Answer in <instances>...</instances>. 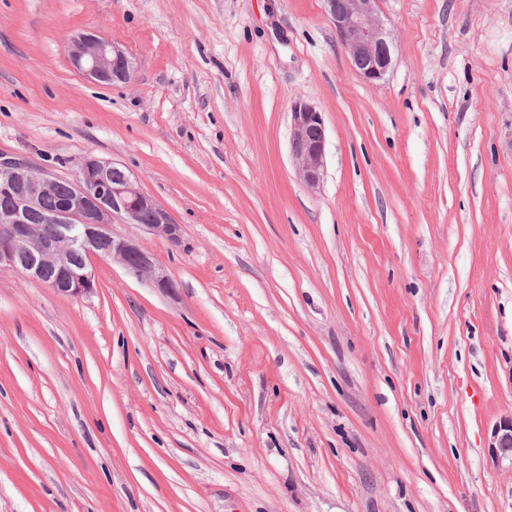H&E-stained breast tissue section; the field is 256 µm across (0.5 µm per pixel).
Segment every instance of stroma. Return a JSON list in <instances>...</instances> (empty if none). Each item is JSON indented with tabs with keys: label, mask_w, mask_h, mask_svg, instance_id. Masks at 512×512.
<instances>
[{
	"label": "stroma",
	"mask_w": 512,
	"mask_h": 512,
	"mask_svg": "<svg viewBox=\"0 0 512 512\" xmlns=\"http://www.w3.org/2000/svg\"><path fill=\"white\" fill-rule=\"evenodd\" d=\"M380 7L371 85L323 0H0V153L121 163L182 226L112 223L173 297L0 270V512H512V0ZM87 29L128 83L73 68ZM72 66L85 78L104 85L124 84L134 74L133 63L118 45L88 31L76 36L69 49ZM290 153L300 181L316 189L325 173V124L317 107L298 99L291 106ZM489 448L496 458L512 460V414L503 416L492 429Z\"/></svg>",
	"instance_id": "35a3bbf8"
}]
</instances>
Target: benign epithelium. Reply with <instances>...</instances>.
<instances>
[{
  "label": "benign epithelium",
  "instance_id": "obj_1",
  "mask_svg": "<svg viewBox=\"0 0 512 512\" xmlns=\"http://www.w3.org/2000/svg\"><path fill=\"white\" fill-rule=\"evenodd\" d=\"M356 74L366 83L382 81L393 59L390 33L378 12V0H324ZM72 66L85 78L104 85L124 84L134 74L128 54L117 44L88 31L69 49ZM325 124L317 107L298 99L291 106L290 153L300 181L316 189L325 173ZM121 178L112 179V173ZM63 201L53 209L44 199L60 186ZM150 214L151 222L142 223ZM121 217L148 233L177 242L181 225L138 184L122 164L94 154L83 156L74 178L66 181L37 170L19 157L0 156V269L11 268L66 296L83 297L97 287L94 261L110 260L135 277L147 276L161 293L176 294L177 285L140 244L112 234V220ZM51 224V234L35 231ZM26 258L19 265V258ZM489 447L497 458L512 459V414L492 429Z\"/></svg>",
  "mask_w": 512,
  "mask_h": 512
}]
</instances>
